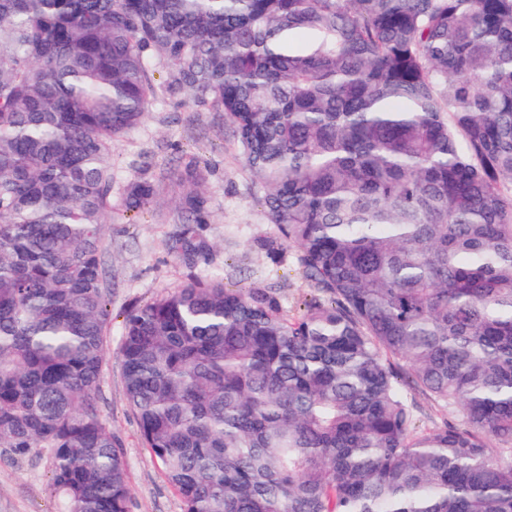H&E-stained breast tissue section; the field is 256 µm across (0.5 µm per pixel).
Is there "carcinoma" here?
Instances as JSON below:
<instances>
[{"mask_svg": "<svg viewBox=\"0 0 512 512\" xmlns=\"http://www.w3.org/2000/svg\"><path fill=\"white\" fill-rule=\"evenodd\" d=\"M175 95L224 113L316 292L194 279L126 317L183 512H512V0H0V448L47 449L61 512H129L96 399L112 144ZM165 179L192 268L198 160ZM408 400L415 408L418 424L421 427H432L441 423V416L433 402L422 393L408 392Z\"/></svg>", "mask_w": 512, "mask_h": 512, "instance_id": "1", "label": "carcinoma"}]
</instances>
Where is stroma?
Masks as SVG:
<instances>
[{
  "instance_id": "stroma-1",
  "label": "stroma",
  "mask_w": 512,
  "mask_h": 512,
  "mask_svg": "<svg viewBox=\"0 0 512 512\" xmlns=\"http://www.w3.org/2000/svg\"><path fill=\"white\" fill-rule=\"evenodd\" d=\"M192 155L204 169L212 213L204 235L212 250L189 269L165 246L178 220L176 189L170 182L162 181L141 211H123L120 202L133 181L159 178ZM112 202V222L104 229L111 322L97 402L123 448L130 512H183L179 493L144 447L125 397L121 335L126 315L193 276L224 281L231 289H273L282 310L291 315L303 311L314 290L294 251L283 246L269 224L223 113L198 109L182 97L152 103L142 121L112 147ZM49 483L46 451L17 459L0 448V512H59Z\"/></svg>"
}]
</instances>
